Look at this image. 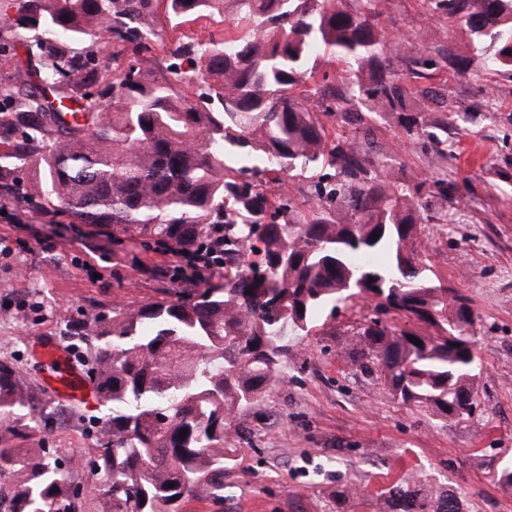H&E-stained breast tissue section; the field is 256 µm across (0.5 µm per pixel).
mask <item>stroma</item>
I'll use <instances>...</instances> for the list:
<instances>
[{"instance_id": "1", "label": "stroma", "mask_w": 512, "mask_h": 512, "mask_svg": "<svg viewBox=\"0 0 512 512\" xmlns=\"http://www.w3.org/2000/svg\"><path fill=\"white\" fill-rule=\"evenodd\" d=\"M380 21L393 43L379 66L404 96L425 92V120L449 124V221L423 224L424 260L470 299L477 316L475 409L450 417L404 404L380 371L354 365L358 331L373 307L349 300L320 311L310 336L290 344L282 376L262 403L236 411L224 496L195 504L193 512H400V488L412 491L421 512H437L449 497L458 512H512V485L501 480L512 471V73L475 79L454 68L452 56L471 55L472 36L429 0H384ZM223 27L216 17L177 27L158 18V38L137 57L164 60L179 39L203 41ZM95 51L107 80L137 58L111 42ZM317 66L328 79L305 106L319 114L336 107L327 128L376 152L379 181L406 191L420 216L436 214L435 145L408 134L397 113L370 111L376 68L345 75L324 52ZM455 110L469 111L467 123L451 124ZM319 175L282 174L271 193L290 195L298 211H307ZM178 285L172 256L159 247L113 254L111 238L71 224L66 213H39L21 197L0 215V361L21 367L50 409L66 411V418L39 422L53 447H92L108 409L60 398L36 354L38 342L48 338L68 349L77 322Z\"/></svg>"}]
</instances>
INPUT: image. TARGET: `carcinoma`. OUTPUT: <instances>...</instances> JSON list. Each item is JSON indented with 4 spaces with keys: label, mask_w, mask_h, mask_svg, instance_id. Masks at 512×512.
<instances>
[{
    "label": "carcinoma",
    "mask_w": 512,
    "mask_h": 512,
    "mask_svg": "<svg viewBox=\"0 0 512 512\" xmlns=\"http://www.w3.org/2000/svg\"><path fill=\"white\" fill-rule=\"evenodd\" d=\"M488 43L476 73L512 71V0H429ZM174 25L229 20L186 50L198 74L136 60L110 81L61 48L108 38L141 53L158 11ZM380 0H12L5 27L35 35V63L0 78V181L32 168L22 193L112 245L182 253L224 226V274L75 328L86 376L110 413L87 454L46 447L39 386L0 362V512H190L219 499L232 414L266 397L288 339L316 310L360 297L378 317L360 336L361 367L386 374L404 402L448 413L478 366L470 300L434 281L413 201L378 182L376 158L332 137L301 100L314 50L348 66L387 48ZM203 91L191 98L185 86ZM373 111H419L379 79ZM251 172L242 181L229 157ZM334 168L336 184L300 213L275 204L266 176ZM345 206L336 207V196ZM377 239H372L373 233ZM453 301H448V294ZM404 321L384 323L383 315ZM435 334H425L415 325ZM421 341L416 346L411 339ZM186 436H180L181 430Z\"/></svg>",
    "instance_id": "carcinoma-1"
}]
</instances>
